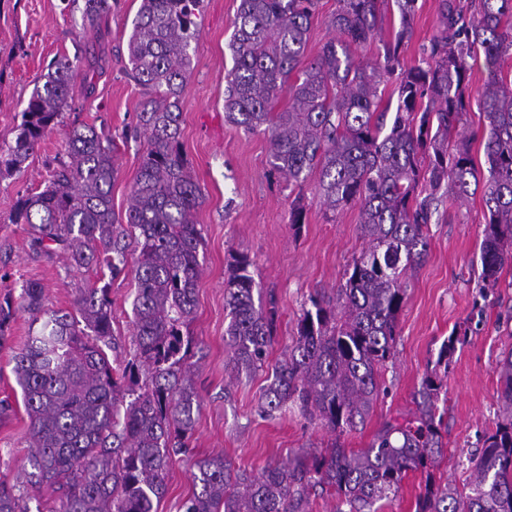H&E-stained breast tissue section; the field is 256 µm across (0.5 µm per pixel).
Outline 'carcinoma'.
<instances>
[{
	"mask_svg": "<svg viewBox=\"0 0 512 512\" xmlns=\"http://www.w3.org/2000/svg\"><path fill=\"white\" fill-rule=\"evenodd\" d=\"M203 0H140L128 38V75L154 94L139 113L145 147L124 216L112 208L115 146L93 125L71 127L42 190L22 196L12 217L28 225L36 254L60 256L77 270L115 278L133 266V357L112 367L115 350L109 284L79 291L76 313L46 303L38 282L0 302V348L16 312L34 327L13 355L29 418L28 483L56 494L37 512H157L169 464L200 409L190 325L196 308L201 231L194 213L203 196L180 143L179 100L191 69ZM401 29L383 58L368 64L352 48L379 36L389 0H337L328 20L337 37L316 58L305 50L317 0H239L225 74L224 118L247 133L269 135V162L295 184L317 178V203L336 214L359 206L368 246L353 258L333 295L310 296L288 356L268 367L264 413L288 407L316 420L330 444L270 464L261 475L233 471L224 455L196 462L194 490L180 512H306L310 491L335 492L333 512H378L397 497L408 473H426L415 512H512V351L498 368L503 421L471 460L474 479L460 491L436 478L445 456L436 371L424 377L416 411L385 424L366 448L342 436L364 425L381 393L380 369L392 357L406 278L428 251L437 194L459 199L482 188V289L496 288L512 262V84L497 66L512 58V0H440L439 21L418 63L400 60L417 0H394ZM109 0H84L90 26ZM484 57L480 94L484 165L459 126L467 112L470 62ZM78 59L62 56L35 85L12 144L0 147V177L29 156L72 109ZM397 77V107L382 105L380 86ZM288 107L276 111L282 92ZM233 253L225 281L229 321L224 341L233 374L267 363L278 309L263 299L249 268ZM0 512H29L15 484L0 481Z\"/></svg>",
	"mask_w": 512,
	"mask_h": 512,
	"instance_id": "1",
	"label": "carcinoma"
}]
</instances>
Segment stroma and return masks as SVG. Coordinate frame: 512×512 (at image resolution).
Listing matches in <instances>:
<instances>
[{
  "mask_svg": "<svg viewBox=\"0 0 512 512\" xmlns=\"http://www.w3.org/2000/svg\"><path fill=\"white\" fill-rule=\"evenodd\" d=\"M440 0H417L413 34L400 59L413 65L436 31ZM110 14L97 27L82 20L81 9L61 0H0V143L11 142L35 81L58 57H79L73 82V109L29 157L21 172L0 178V298L18 295L23 283L38 281L50 305L70 310L79 289L94 283L95 269H69L63 258L35 255L27 227L10 221L16 200L42 189L48 166L63 155L72 125L105 128L116 142L117 177L112 207L124 214L140 167L142 140L133 130L151 91L127 76V41L140 0H111ZM239 0H203L199 37L190 48L191 71L180 99L182 150L204 199L196 214L202 243L197 303L190 330L197 342L194 371L201 408L187 453L176 455L166 477L158 512H179L193 490L199 458L223 454L233 469L260 475L267 465L287 463L302 447L326 445L330 433L289 410L273 418L259 412L268 384L267 370L232 378L224 329L228 324L224 283L231 252L248 254L251 272L264 294L278 303L277 335L270 362L286 357L297 320L318 289L337 287L352 259L365 248L359 209L352 206L328 218L317 204L313 182L288 184L269 164V140L247 134L224 119V74L233 60L228 48ZM488 72L474 64L469 106L459 128L470 137L476 164L484 162V120L478 100ZM303 197L306 222L289 224L291 202ZM481 194L459 202L444 198L429 226L428 256L407 282L398 318L394 355L381 370L385 387L371 416L345 435V448L368 447L382 425L414 411V395L436 366L439 349L453 330L462 341L442 374L439 411L445 456L437 472L458 489L471 479L470 460L484 434L494 432L498 409L496 367L512 351V267L499 288L480 295L478 276L483 239ZM112 330L118 359L134 349L132 271L111 283ZM31 318L17 313L10 346L0 348V480L15 483L29 453V420L13 374V355L27 336Z\"/></svg>",
  "mask_w": 512,
  "mask_h": 512,
  "instance_id": "obj_1",
  "label": "stroma"
}]
</instances>
